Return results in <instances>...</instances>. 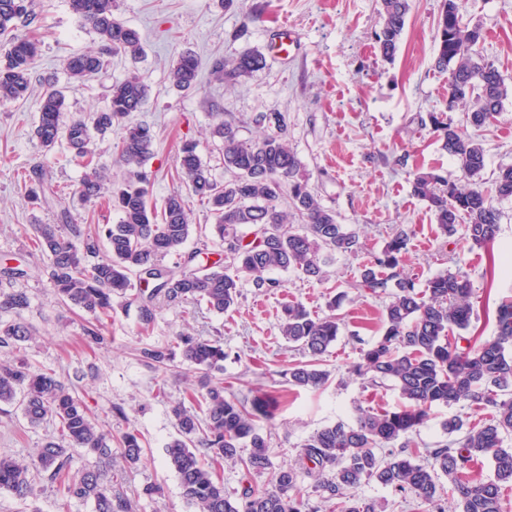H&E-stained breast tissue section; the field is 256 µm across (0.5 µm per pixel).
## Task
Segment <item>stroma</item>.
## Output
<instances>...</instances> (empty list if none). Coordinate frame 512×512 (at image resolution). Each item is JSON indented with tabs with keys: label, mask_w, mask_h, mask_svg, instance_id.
Wrapping results in <instances>:
<instances>
[{
	"label": "stroma",
	"mask_w": 512,
	"mask_h": 512,
	"mask_svg": "<svg viewBox=\"0 0 512 512\" xmlns=\"http://www.w3.org/2000/svg\"><path fill=\"white\" fill-rule=\"evenodd\" d=\"M406 27L392 60H384L375 33L381 19L377 0H118V17L138 31L144 54L133 59L111 56L103 72L82 83L69 80L66 60L95 48L98 37L71 11L68 0H34V23L40 55L24 98L0 107V291L19 288L30 305L19 313H0V322H22L32 331L21 353L35 368H51L64 379L103 422L113 438L129 430L140 434L143 457L130 468L112 462V487L137 504L138 512H193L182 496L179 479L163 459L164 446L178 430L171 408L197 388L200 373L174 359L157 370L145 363L141 348L170 343L188 332L220 340L228 354L219 376L225 396L270 394L278 402L261 426L268 438L273 466L296 463L302 442L316 430L352 421L357 408L398 409L402 400L391 385H375L353 373L360 350L382 334L385 296L353 288L365 254L380 250L397 230L408 234L407 274L417 287L438 274L463 270L472 287L474 318L470 335L494 339L495 310L512 294V199L498 201L500 233L488 247L470 245L462 234L445 236L426 203L412 193L420 170L438 169L449 180L461 179L454 158L442 150L421 116L434 114L462 125L465 109L448 104V74L435 66V27L442 0H409ZM463 17L480 26L482 55L494 62L512 86V0H465ZM288 28L299 46L293 56L276 52L280 28ZM199 62L191 90H175L170 71L183 51ZM245 50L261 51L266 68L250 78L228 83L214 74L217 62ZM140 73L149 86L142 111L132 122L149 124L155 132L153 153L146 165L153 202L179 186V149L197 143V152L225 179L220 144L211 126L224 119L235 123L242 137L259 135L251 119L278 112L285 119L288 142L296 152L310 185L339 223L355 230L363 245L359 255L339 254L329 266L328 280H303L292 271L277 272L283 286L262 293L244 283L236 307L224 314L183 303L166 305L148 331H141L136 305L115 303L112 318L101 328L102 343L90 342L93 319L61 304L49 278L48 259L36 249L35 227L54 224L69 210L85 231L113 224L118 215L97 200L86 201L75 189L85 168L71 157L65 142L45 151L33 130L39 101L48 81L66 97L64 120L106 109L112 84ZM485 149L486 180L512 166V97L503 103L491 125L467 127ZM43 166L56 191L48 205L33 206L23 176ZM25 270L9 283L4 272ZM340 334L324 357L331 373L319 390L290 386L289 364L300 360L279 332L284 302L302 303L325 315L334 295ZM457 415L466 425L488 420L489 410L459 404L434 407L429 420L410 435L414 448L448 443L443 421ZM54 433L52 422L32 426L15 407L0 404V456L29 462L36 448ZM33 492L24 500L0 490V512H93L89 501L66 499L45 475L31 474ZM157 485L159 496H144Z\"/></svg>",
	"instance_id": "35a3bbf8"
}]
</instances>
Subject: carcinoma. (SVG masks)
<instances>
[{
  "label": "carcinoma",
  "instance_id": "carcinoma-1",
  "mask_svg": "<svg viewBox=\"0 0 512 512\" xmlns=\"http://www.w3.org/2000/svg\"><path fill=\"white\" fill-rule=\"evenodd\" d=\"M33 0H0V105L24 97L39 55V42L28 34L16 35L18 27L32 25L36 16ZM72 12L97 34L99 47L69 57L65 69L70 79L82 80L100 72L104 56L116 52L142 53L136 30L115 16L117 0H69ZM462 0H443L437 19L436 66L448 72L449 104L473 101L467 123L481 128L492 122L509 96V88L494 63L481 55V28L462 21ZM409 0H380L381 28L376 40L383 57L394 56L406 25ZM267 66L258 50H247L216 67L230 80L249 78ZM198 60L192 53L179 55L170 71V82L178 91L196 84ZM149 94L142 75L133 73L110 89V104L86 119L62 123L65 95L60 90L42 99L35 136L46 151L65 139L74 156L87 169L76 193L84 199L101 197L105 174L93 163L91 145L97 135L118 126L120 163L127 178L113 188L112 207L120 213L115 224H103L86 237L72 229L64 236L57 224H39L37 247L49 260L50 277L58 298L91 314L96 327L87 330L99 339L98 327L112 318L113 302L138 303L141 330L145 331L159 313V302L194 303L209 312L222 314L241 297L243 281L259 290L271 291L281 282L270 277L275 271L293 270L308 281L321 282L326 267L338 253L358 252L356 232L337 220L336 212L321 203L318 194L301 174V162L288 144L283 117L275 112L255 116L264 128L258 137L245 140L231 122L220 120L211 130L223 149L224 171L231 178L220 182L202 161L193 141L180 148L178 177L181 187L157 205L150 200V174L145 165L152 154L154 134L143 123L129 117L141 111ZM430 122L440 146L454 156L463 172L459 182L448 180L436 169L414 175L412 192L425 201L435 223L447 236L464 228L465 239L476 246L493 243L499 232L501 211L496 199L512 198V166L500 169L494 190L484 186L485 150L464 129L444 123L435 116ZM44 168L34 170L25 182L33 204L47 202L55 191L45 185ZM207 203L213 224L210 238L194 250L185 251L191 234L186 196ZM288 196L293 214L281 210ZM104 241L107 254L91 263L87 257ZM224 248V255L202 263L209 244ZM407 234L396 233L378 252L368 256L354 288L389 298L383 315L381 337L360 349L355 371L370 376L373 383H392L405 405L397 411L358 409L352 423L338 421L311 434L300 445L298 462L315 475L314 492L319 497L338 499L340 512H378L373 500L348 497L345 490L370 480L411 494L427 505L439 506V479L448 478V496L454 512H503L502 484H512V449L503 447L504 436L512 433V296L496 308L497 336L481 342L454 335L470 328L474 309L467 275L457 270L430 279L421 291L403 265ZM172 256L170 265L163 260ZM151 286L147 296L133 293L134 281ZM29 306L23 290L0 292V312L18 313ZM280 333L297 348L304 360L288 367V383L318 389L330 378L322 368L323 356L340 333L335 314H311L299 302L283 306ZM31 337L22 322L0 325V346L21 349ZM145 362L167 365L175 355L203 371L199 395L193 398L198 410L179 402L172 406L179 437L167 443L165 463L179 478L182 495L196 512H317L309 506L298 487V472L281 466L271 485L248 486L240 498L224 493L218 477L223 462L239 463L246 474H261L272 462L267 439L259 421L270 417L276 398H227L224 382L210 376L223 369L228 354L218 340L182 333L164 346L140 351ZM464 402L491 410L483 425L465 427L457 415L442 424L457 438L426 452L399 439L417 431L433 407H451ZM0 403L15 405L27 422L36 426L50 417L57 435L38 449L28 464L0 458V490L20 499L31 493L29 468L47 475L64 497L94 503V512H134L124 494L112 490V452L134 466L141 461L143 445L134 433L122 435L120 448L112 449L105 433L85 404L72 396L53 369H34L25 360L0 363ZM81 448L96 456L92 468L80 466L71 449ZM388 452L380 455L378 451ZM489 455L495 477L473 480L468 471L474 460Z\"/></svg>",
  "mask_w": 512,
  "mask_h": 512
}]
</instances>
